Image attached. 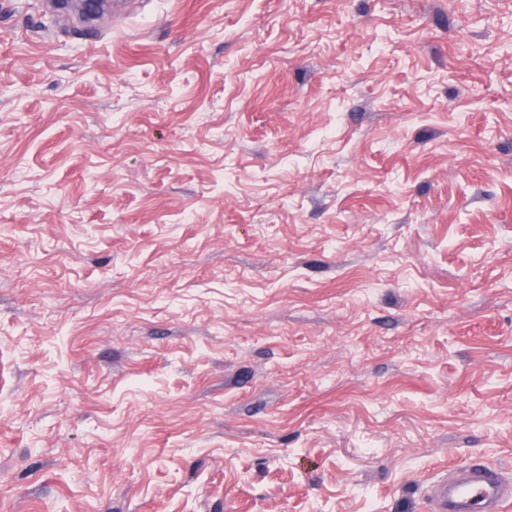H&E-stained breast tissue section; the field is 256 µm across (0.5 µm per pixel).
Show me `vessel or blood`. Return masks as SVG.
<instances>
[{
	"label": "vessel or blood",
	"instance_id": "vessel-or-blood-1",
	"mask_svg": "<svg viewBox=\"0 0 512 512\" xmlns=\"http://www.w3.org/2000/svg\"><path fill=\"white\" fill-rule=\"evenodd\" d=\"M456 484L433 481L425 491L430 512H512V484L480 461L462 467Z\"/></svg>",
	"mask_w": 512,
	"mask_h": 512
}]
</instances>
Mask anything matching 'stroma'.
<instances>
[{"label":"stroma","instance_id":"35a3bbf8","mask_svg":"<svg viewBox=\"0 0 512 512\" xmlns=\"http://www.w3.org/2000/svg\"><path fill=\"white\" fill-rule=\"evenodd\" d=\"M0 0V512H429L512 482V0ZM454 485L433 481L425 491L432 512H506L512 505V487L499 471L472 461L459 471Z\"/></svg>","mask_w":512,"mask_h":512}]
</instances>
